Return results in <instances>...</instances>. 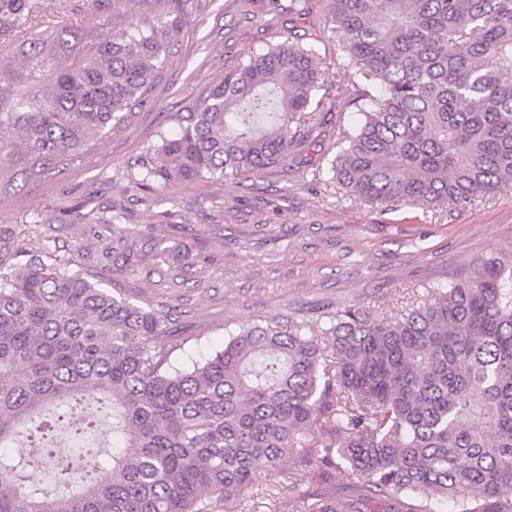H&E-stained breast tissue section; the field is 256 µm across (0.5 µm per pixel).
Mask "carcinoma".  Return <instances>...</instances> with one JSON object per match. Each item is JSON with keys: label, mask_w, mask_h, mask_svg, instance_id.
Segmentation results:
<instances>
[{"label": "carcinoma", "mask_w": 512, "mask_h": 512, "mask_svg": "<svg viewBox=\"0 0 512 512\" xmlns=\"http://www.w3.org/2000/svg\"><path fill=\"white\" fill-rule=\"evenodd\" d=\"M78 32L36 21L34 0H0V167L13 147L32 168L71 161L141 105L183 24L186 2L139 0L145 21ZM325 27L370 87L361 122L331 160L336 181L410 220L512 188V0H330ZM18 59L48 65L17 80ZM314 46L292 29L212 85L196 111L146 147L131 183L257 178L288 158L319 108ZM0 447L24 437L41 456L51 433L94 429L91 398L110 410L112 448L86 466L57 464L56 496L29 485L27 459L0 462V512H209L267 480L286 457L350 485L389 512H512V250L430 287L403 316L360 303L326 320L271 317L229 334L207 356L170 359L171 313L116 296L70 268L42 239H0ZM155 265L194 264L186 245L153 241ZM133 452L128 453L126 449ZM305 512H354L328 492Z\"/></svg>", "instance_id": "1"}]
</instances>
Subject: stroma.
<instances>
[{
    "instance_id": "stroma-1",
    "label": "stroma",
    "mask_w": 512,
    "mask_h": 512,
    "mask_svg": "<svg viewBox=\"0 0 512 512\" xmlns=\"http://www.w3.org/2000/svg\"><path fill=\"white\" fill-rule=\"evenodd\" d=\"M37 2L40 19L61 16L75 29L106 20L95 0ZM191 7L146 101L82 160L61 157L32 171L24 149L16 150L10 169L0 172V238L47 226L50 248L73 269L92 278L110 267L114 294L143 306L168 304L183 336L199 337L193 352L201 356L222 347L228 333L267 317L314 320L352 301L384 316L491 252L512 249V189L477 198L438 222L398 223L330 179L336 142L361 115L346 68L348 36L324 27L328 0H311L309 15L293 24L288 0H192ZM291 26L319 50L324 104L286 162L264 171L262 194L243 193L233 179L170 181L148 194L129 183L126 174L144 145L174 132L177 114L193 110L225 71L280 42ZM116 207L126 217L113 223ZM90 210L103 223L80 221ZM153 237L200 243L197 266L183 279L147 261L122 269L116 243L144 249ZM302 476L296 461L285 459L270 480L243 488L232 506L214 502L212 512H283Z\"/></svg>"
}]
</instances>
